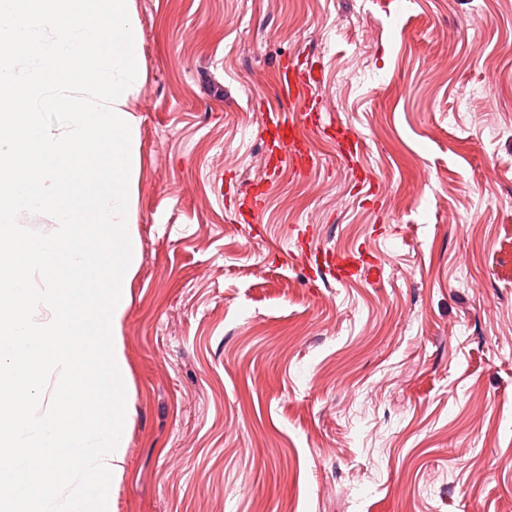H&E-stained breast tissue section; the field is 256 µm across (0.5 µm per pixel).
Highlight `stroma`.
Listing matches in <instances>:
<instances>
[{
  "instance_id": "1",
  "label": "stroma",
  "mask_w": 512,
  "mask_h": 512,
  "mask_svg": "<svg viewBox=\"0 0 512 512\" xmlns=\"http://www.w3.org/2000/svg\"><path fill=\"white\" fill-rule=\"evenodd\" d=\"M132 10L112 512H512V0ZM289 60L318 79L305 168L268 149ZM302 243L370 264L314 279Z\"/></svg>"
}]
</instances>
